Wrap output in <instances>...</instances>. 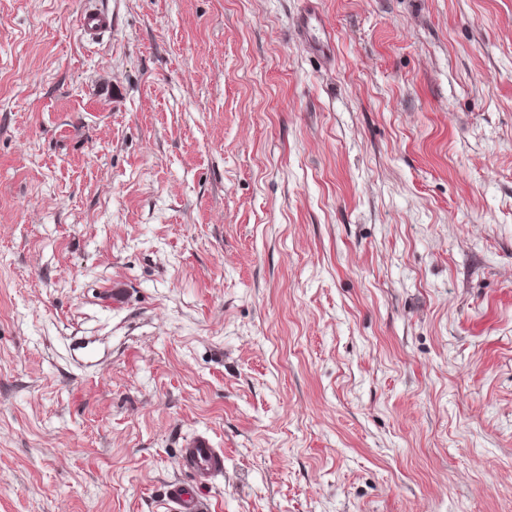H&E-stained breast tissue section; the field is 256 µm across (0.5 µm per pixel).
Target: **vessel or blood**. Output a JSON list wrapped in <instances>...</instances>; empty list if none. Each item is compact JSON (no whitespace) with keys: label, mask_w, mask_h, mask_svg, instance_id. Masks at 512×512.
<instances>
[{"label":"vessel or blood","mask_w":512,"mask_h":512,"mask_svg":"<svg viewBox=\"0 0 512 512\" xmlns=\"http://www.w3.org/2000/svg\"><path fill=\"white\" fill-rule=\"evenodd\" d=\"M78 26L83 35L92 38L111 28L112 18L106 12L90 9L79 17ZM181 459L194 480L171 483L165 494L167 502L174 512H210L204 490L224 472L223 450L200 438L182 448Z\"/></svg>","instance_id":"1"}]
</instances>
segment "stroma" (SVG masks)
<instances>
[{
    "mask_svg": "<svg viewBox=\"0 0 512 512\" xmlns=\"http://www.w3.org/2000/svg\"><path fill=\"white\" fill-rule=\"evenodd\" d=\"M197 437L211 512H512V0H0V512ZM78 26L83 35L93 39L98 33L112 27V16L97 9L86 10L78 18Z\"/></svg>",
    "mask_w": 512,
    "mask_h": 512,
    "instance_id": "stroma-1",
    "label": "stroma"
}]
</instances>
